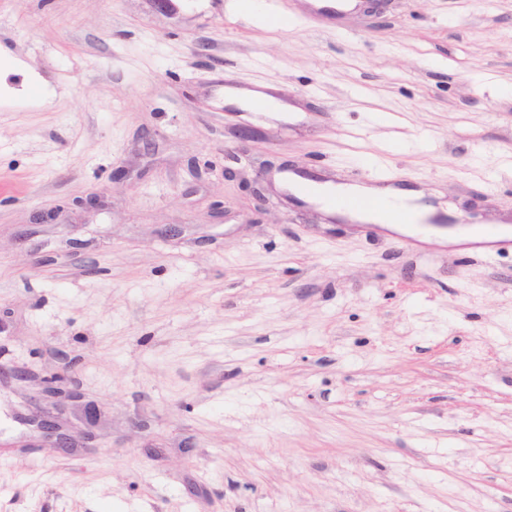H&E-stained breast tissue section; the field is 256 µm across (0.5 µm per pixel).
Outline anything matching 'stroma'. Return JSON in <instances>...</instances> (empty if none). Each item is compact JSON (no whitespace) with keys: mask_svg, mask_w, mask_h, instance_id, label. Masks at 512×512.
<instances>
[{"mask_svg":"<svg viewBox=\"0 0 512 512\" xmlns=\"http://www.w3.org/2000/svg\"><path fill=\"white\" fill-rule=\"evenodd\" d=\"M236 2L0 0V364L33 372L0 384V512H512V242L245 188L382 171L511 219L512 0ZM256 84L285 118L225 105ZM65 362L100 411L69 453L20 420ZM271 172L272 165L264 163L254 167L252 178L249 180L247 187L258 209H262L269 204V194L272 186L267 176Z\"/></svg>","mask_w":512,"mask_h":512,"instance_id":"1","label":"stroma"}]
</instances>
